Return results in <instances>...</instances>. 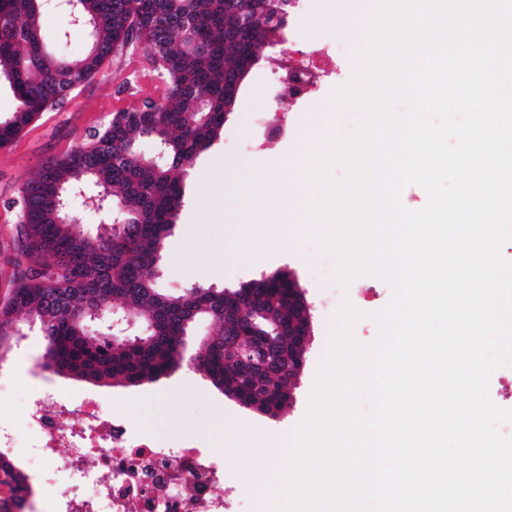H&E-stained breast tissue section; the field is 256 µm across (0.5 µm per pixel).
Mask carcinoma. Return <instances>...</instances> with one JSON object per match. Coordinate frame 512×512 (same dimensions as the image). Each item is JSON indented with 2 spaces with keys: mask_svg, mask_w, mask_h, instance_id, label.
<instances>
[{
  "mask_svg": "<svg viewBox=\"0 0 512 512\" xmlns=\"http://www.w3.org/2000/svg\"><path fill=\"white\" fill-rule=\"evenodd\" d=\"M88 40L79 58L43 45L44 0H0V80L17 100L0 121V148L69 94L59 76L87 83L112 61L130 34L145 51L164 44L153 71L165 86L146 111L112 113L74 149L70 162H44L20 191V247L13 288L0 302V358L18 340L19 323L36 324L47 340L45 367L104 385L153 382L185 361L182 337L201 320L212 329L196 345L197 366L229 398L271 416L290 398L300 368L288 330L305 328V310L288 294L290 273L263 275L237 289L193 284L159 287L164 241L177 224L187 168L211 147L235 106L245 65L270 47L288 13L287 0H75L65 4ZM151 142L157 158L142 152ZM93 182L121 223L94 236L82 232L68 197ZM141 333L114 339L103 328L112 308ZM253 322L273 343L251 348ZM13 495L0 512H25L28 478L0 460Z\"/></svg>",
  "mask_w": 512,
  "mask_h": 512,
  "instance_id": "cac0c4a2",
  "label": "carcinoma"
}]
</instances>
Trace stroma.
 Here are the masks:
<instances>
[{"mask_svg": "<svg viewBox=\"0 0 512 512\" xmlns=\"http://www.w3.org/2000/svg\"><path fill=\"white\" fill-rule=\"evenodd\" d=\"M374 0H296L278 39L253 66L238 93L236 105L214 144L199 155L190 168L184 188V205L171 234L164 242L159 285L186 288L194 284L234 289L242 283L282 270L289 272L310 306V341L300 375L292 383L293 400L277 417L246 409L215 388L209 378L184 366L159 381L139 386H103L88 380L44 369V340L39 329L28 330L20 347L0 359V425L17 435L15 457L28 455L36 442L26 428L22 408L28 397L47 389L67 395L73 406L95 399L125 410L128 431L142 441L159 442L170 448L215 447L227 431H244L272 442L267 454L255 456L251 467L258 475L282 471L286 455L282 444L290 440L303 419L317 366L328 345L330 324L343 300L365 312L354 327L356 339L371 343L378 328L371 313L390 301L392 290L374 276L355 279L341 291L333 277L318 273L324 257L315 244L302 242L307 224L302 213H283L279 224L290 227V245L281 250L279 224H265L255 214L235 203L238 165L247 166L257 182L275 178L283 186L293 185L292 170L275 168L277 160L309 147L322 146L326 123L337 119L340 131H348L351 116L335 117L332 97L346 85L353 72V53L360 44ZM69 19L61 11L46 9L43 33L58 42L59 50L82 56V35L68 33ZM338 38L341 47L333 56L328 73L312 95L291 104L281 97L277 83L280 62L297 54L307 38ZM163 94L152 67L139 53L115 60L90 83L75 90L59 110L42 113L39 120L5 149H0V300L11 288L13 262L17 255L19 190L47 159L60 156L81 143L100 127L112 112L160 99ZM267 113L271 122L287 120L289 130L270 146H263V131L256 113ZM253 231L255 243L240 252V227ZM224 485L232 492L233 512H263L270 495L240 480L241 460L223 455Z\"/></svg>", "mask_w": 512, "mask_h": 512, "instance_id": "1", "label": "stroma"}]
</instances>
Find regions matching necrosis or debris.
<instances>
[{
  "label": "necrosis or debris",
  "instance_id": "necrosis-or-debris-1",
  "mask_svg": "<svg viewBox=\"0 0 512 512\" xmlns=\"http://www.w3.org/2000/svg\"><path fill=\"white\" fill-rule=\"evenodd\" d=\"M330 43L308 40L301 58L281 64L280 80L294 100L320 84ZM25 414L39 432L31 457L52 458L66 449L63 469L81 478L84 494L55 490L58 512H228L217 458L207 448H162L127 433L121 411L89 401L72 410L60 397L31 399Z\"/></svg>",
  "mask_w": 512,
  "mask_h": 512
}]
</instances>
